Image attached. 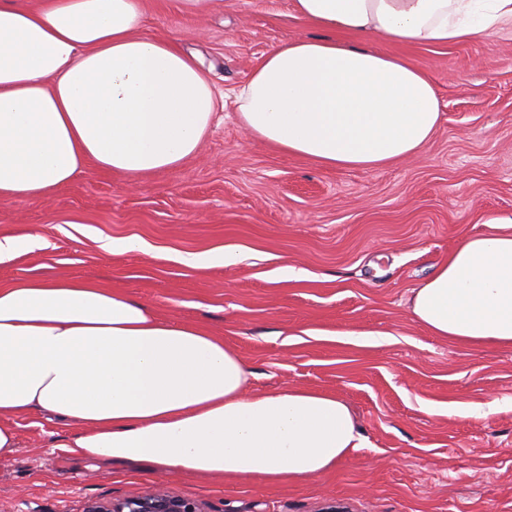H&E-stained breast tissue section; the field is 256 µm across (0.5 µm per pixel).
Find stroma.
<instances>
[{"instance_id": "stroma-1", "label": "stroma", "mask_w": 512, "mask_h": 512, "mask_svg": "<svg viewBox=\"0 0 512 512\" xmlns=\"http://www.w3.org/2000/svg\"><path fill=\"white\" fill-rule=\"evenodd\" d=\"M144 5L145 33L201 53L228 96L271 47L314 34L293 0ZM407 54L441 102L419 155L323 168L249 137L228 105L176 170L129 183L90 164L42 200L0 203V235L28 242L0 263V284L91 280L201 324L239 353L251 390L346 402L363 447L290 483L158 473L74 455V424L34 413L15 418L19 447L0 459V512H84L157 483L207 512H512V346L441 339L409 312L465 237L512 220V30ZM129 238L144 250L102 247ZM204 253L218 256L207 269L185 264Z\"/></svg>"}]
</instances>
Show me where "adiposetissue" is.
Returning a JSON list of instances; mask_svg holds the SVG:
<instances>
[{"label":"adipose tissue","instance_id":"1","mask_svg":"<svg viewBox=\"0 0 512 512\" xmlns=\"http://www.w3.org/2000/svg\"><path fill=\"white\" fill-rule=\"evenodd\" d=\"M315 37L278 44L234 93L252 138L326 168L370 170L418 153L441 120L408 47L512 29V0H294ZM378 37L391 54L359 46ZM219 108L202 62L144 32L142 0H0V203L41 199L92 163L127 180L196 154ZM412 318L460 344L512 346V225L467 237L412 292ZM223 337L125 292L60 278L0 285V459L11 421L76 425L71 452L160 472L333 471L363 444L336 395L251 392Z\"/></svg>","mask_w":512,"mask_h":512}]
</instances>
